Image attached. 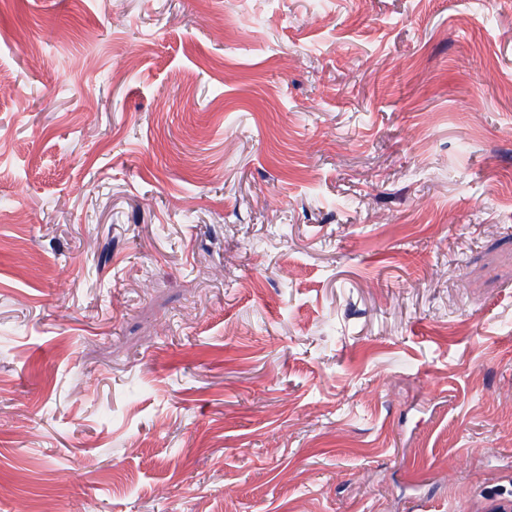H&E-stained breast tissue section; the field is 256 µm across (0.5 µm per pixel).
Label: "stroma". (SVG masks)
<instances>
[{"label": "stroma", "instance_id": "35a3bbf8", "mask_svg": "<svg viewBox=\"0 0 512 512\" xmlns=\"http://www.w3.org/2000/svg\"><path fill=\"white\" fill-rule=\"evenodd\" d=\"M0 75V512L512 489V0H0Z\"/></svg>", "mask_w": 512, "mask_h": 512}]
</instances>
